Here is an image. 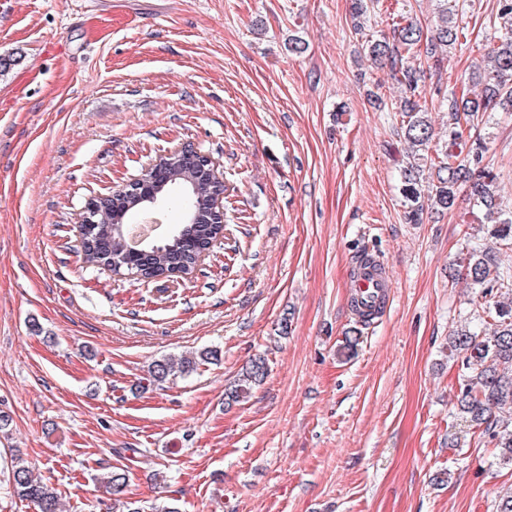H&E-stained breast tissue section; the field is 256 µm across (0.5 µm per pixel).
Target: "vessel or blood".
Wrapping results in <instances>:
<instances>
[{
	"mask_svg": "<svg viewBox=\"0 0 512 512\" xmlns=\"http://www.w3.org/2000/svg\"><path fill=\"white\" fill-rule=\"evenodd\" d=\"M348 288L357 301L358 319L371 322L376 313L389 303L393 283L384 262L365 255L355 261Z\"/></svg>",
	"mask_w": 512,
	"mask_h": 512,
	"instance_id": "obj_1",
	"label": "vessel or blood"
}]
</instances>
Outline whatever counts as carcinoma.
<instances>
[{
    "mask_svg": "<svg viewBox=\"0 0 512 512\" xmlns=\"http://www.w3.org/2000/svg\"><path fill=\"white\" fill-rule=\"evenodd\" d=\"M438 19L434 34L425 38L420 22L411 16L405 23L394 25L393 40L367 38L362 49L374 65H390L392 78L402 88L403 96L396 105L401 120L406 165L401 169L405 218L420 224L424 210L450 212L457 195L465 189L474 205L485 209L491 219L487 225L490 239L502 246H512V215L502 213L494 192L495 176L483 165L484 146L480 133L487 112H512V0H499L497 12L488 24L503 30L499 43L485 58L486 65H476L471 85L462 91L442 96L439 107L447 108L448 142L434 143V130L428 108L417 99L418 81L424 65L439 66L444 52L464 46L467 38L459 17L467 12V0H437ZM374 0H353L352 27L364 35L370 4ZM200 156L192 148L177 154L176 164L164 169L166 183L159 186L164 193L173 186L189 190L190 212L208 206L212 188L194 176ZM144 206L139 195L121 190L101 205L96 224L83 226L81 248L85 263L108 267L117 263L127 268L126 225L128 216ZM220 224L180 225L163 240H149L133 270L145 279H156L179 269L193 272L198 252L186 248L193 240L206 250L224 234ZM457 277L479 290L485 302L479 304L485 320L482 327L467 324L456 327L448 336V353L461 359L463 374L456 395V413L478 434L488 439L503 464L512 465V268L500 266L493 258V247L475 237L469 241L467 254L458 264ZM218 358V350L204 349L196 356L164 358L153 363L150 378L163 383L172 377L193 371L200 362ZM267 374L266 359L259 356L226 388L230 403L247 399ZM500 416H495V412ZM106 492L112 494V512H140L131 501L122 500L128 486L127 471L114 467L102 477ZM8 483L13 493L32 502L37 512H61L56 490L34 478L33 470L20 459L8 468Z\"/></svg>",
    "mask_w": 512,
    "mask_h": 512,
    "instance_id": "obj_1",
    "label": "carcinoma"
}]
</instances>
